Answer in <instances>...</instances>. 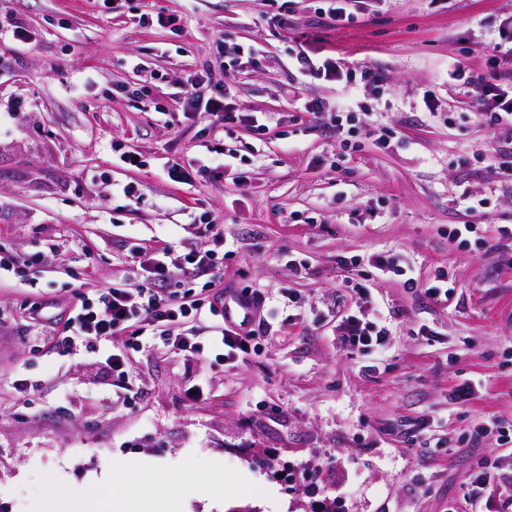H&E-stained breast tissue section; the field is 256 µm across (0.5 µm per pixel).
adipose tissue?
Instances as JSON below:
<instances>
[{"mask_svg":"<svg viewBox=\"0 0 512 512\" xmlns=\"http://www.w3.org/2000/svg\"><path fill=\"white\" fill-rule=\"evenodd\" d=\"M197 480L206 488L207 508L223 506V476L200 478L187 468L178 475L161 477L139 461L128 460L120 469L102 473L80 507L63 503L58 512H183L180 489Z\"/></svg>","mask_w":512,"mask_h":512,"instance_id":"1","label":"adipose tissue"}]
</instances>
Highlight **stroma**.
I'll use <instances>...</instances> for the list:
<instances>
[{
  "instance_id": "35a3bbf8",
  "label": "stroma",
  "mask_w": 512,
  "mask_h": 512,
  "mask_svg": "<svg viewBox=\"0 0 512 512\" xmlns=\"http://www.w3.org/2000/svg\"><path fill=\"white\" fill-rule=\"evenodd\" d=\"M9 6L37 47L0 40V107L21 104L0 117V249L33 261L36 280L0 284V512H53L130 457L222 470L227 512H318L325 500L337 512H454L483 458L501 473L500 492L512 491V447L471 440L480 422L512 423V252L496 238L512 224V176L491 166L512 160V145L448 85L458 60L512 70L511 58L492 62L478 47L483 22L512 13V0H351L356 20L344 27L318 0ZM161 7L181 34L160 26ZM301 49L384 75L357 81L354 134L332 120L335 84L298 83ZM204 69L229 85L244 122L184 118L182 98ZM304 98L320 113L302 112ZM205 144L236 153L246 185L168 178L167 161L200 157ZM123 150L141 166L120 162ZM127 184L138 201L123 195ZM464 192L488 197L484 214L466 210ZM203 215L223 227L225 287L288 288L298 301L295 324L273 318L260 358L225 367L158 343L136 353L127 401L105 368L27 339L26 305L63 308L122 282L138 243L208 245ZM460 224L477 225L486 247L451 243ZM385 252L423 277L447 267L454 294L437 303L375 281L367 259ZM352 273L387 317L383 354L352 359L340 348ZM19 371L42 383L25 403L10 388ZM202 377L205 399L183 402ZM465 378L480 387L455 402ZM418 419L451 438L448 452L412 440ZM301 466L314 484L299 480Z\"/></svg>"
}]
</instances>
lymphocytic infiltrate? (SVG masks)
Returning <instances> with one entry per match:
<instances>
[{"label": "lymphocytic infiltrate", "instance_id": "lymphocytic-infiltrate-1", "mask_svg": "<svg viewBox=\"0 0 512 512\" xmlns=\"http://www.w3.org/2000/svg\"><path fill=\"white\" fill-rule=\"evenodd\" d=\"M295 68L302 79L333 82L349 88L354 72L343 59L317 57L300 51ZM449 85L468 97L475 111L488 115L499 125L502 136L512 139V81L500 82L493 73L472 72L465 62H456L448 71ZM229 89L214 84L210 76L197 79L194 91L185 96L187 115L203 114L226 124L239 122L227 104ZM213 246L208 250L187 249L177 253L170 242L138 245L131 255L140 276L124 284L79 294L75 303L59 316L44 315L43 304L29 308L33 336L51 339L64 355H94L112 374L113 387H129L132 359L151 342L161 341L174 354H190L203 360L236 366L259 357L258 339L270 322L264 309L270 300L265 289L244 287L242 296L254 299L260 310L250 321L232 326L221 318L223 291L214 288L208 277L222 262L214 246L223 242L217 225H209ZM373 266L378 278L400 281L404 288L423 292L429 299L443 302L454 293L453 277L447 269L435 268L432 278L420 280L414 267L398 255L380 256ZM203 279L198 297L178 296L177 287ZM353 291L360 310L347 314L337 326L343 351L351 357L382 352L391 331L384 316L366 313L370 292L357 285Z\"/></svg>", "mask_w": 512, "mask_h": 512}]
</instances>
